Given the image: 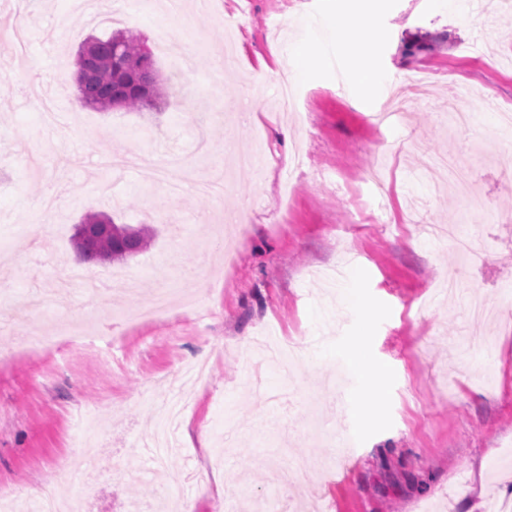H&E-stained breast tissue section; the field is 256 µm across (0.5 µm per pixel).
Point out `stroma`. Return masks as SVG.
Returning a JSON list of instances; mask_svg holds the SVG:
<instances>
[{"label": "stroma", "instance_id": "35a3bbf8", "mask_svg": "<svg viewBox=\"0 0 512 512\" xmlns=\"http://www.w3.org/2000/svg\"><path fill=\"white\" fill-rule=\"evenodd\" d=\"M73 0H9L0 12V504L30 512L49 485L84 512L159 505L165 491L207 512H265L270 470L296 473L294 496L321 512H467L461 488L503 497L512 462V136L485 101L512 108V8L483 0H366L373 17L353 48L329 36L350 0H123L124 30L152 50L169 95L154 111L99 112L67 95L48 124L28 93L73 84L79 45L112 33L78 17ZM321 50L295 81L298 109L276 107L296 44ZM361 62L377 78L367 92ZM439 68L396 124L371 126L404 75ZM207 101L211 143L198 155L189 91ZM290 128L283 138L282 128ZM269 144L262 175L228 169L229 146ZM303 153L291 181L282 174ZM458 158L469 182L446 187L429 158ZM479 198L482 214L467 215ZM148 224L147 250L95 266L107 281L94 309L75 277L71 239L81 217ZM244 235L216 246L239 210ZM195 302L158 327L130 329L156 289ZM354 291L363 305L345 304ZM94 320L101 364L69 353L70 372L29 348L51 319ZM491 356L460 358L464 336ZM361 337L383 372L377 397L360 388L345 351ZM203 359L184 389L192 439L148 471L146 444L162 422L163 381ZM341 376L347 413L330 379ZM96 416L103 450L77 445L80 415ZM249 485L250 497L235 490Z\"/></svg>", "mask_w": 512, "mask_h": 512}]
</instances>
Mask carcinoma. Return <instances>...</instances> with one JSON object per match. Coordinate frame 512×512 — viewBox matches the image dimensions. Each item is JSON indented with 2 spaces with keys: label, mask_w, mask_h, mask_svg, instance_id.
Returning <instances> with one entry per match:
<instances>
[{
  "label": "carcinoma",
  "mask_w": 512,
  "mask_h": 512,
  "mask_svg": "<svg viewBox=\"0 0 512 512\" xmlns=\"http://www.w3.org/2000/svg\"><path fill=\"white\" fill-rule=\"evenodd\" d=\"M76 89L83 105L100 112L151 111L165 95L152 51L122 31L90 37L79 47ZM153 229L116 224L104 213L87 212L77 225L74 245L79 261H123L147 248Z\"/></svg>",
  "instance_id": "1"
}]
</instances>
